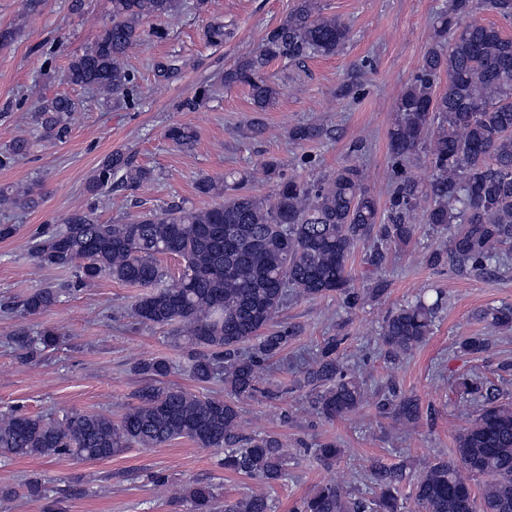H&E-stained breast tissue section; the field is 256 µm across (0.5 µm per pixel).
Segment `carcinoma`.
Segmentation results:
<instances>
[{
  "mask_svg": "<svg viewBox=\"0 0 512 512\" xmlns=\"http://www.w3.org/2000/svg\"><path fill=\"white\" fill-rule=\"evenodd\" d=\"M183 4L178 0H112V20L96 41L71 56L66 78L110 99L127 91L132 75L129 48L144 39L146 25L167 19ZM473 0H448V10L433 24L431 43L418 74L394 107L388 149L396 164L425 153L432 168L428 183L400 175L381 220L377 200L362 169L348 162L328 178L281 177L272 195L263 197L247 186V176L230 173L217 181L201 177L196 189L216 202L198 209L173 204L147 210L120 223L100 221L95 209L66 216L59 230H44L30 247L40 266L73 268L79 282L108 277L141 289L131 313L140 325L171 327L190 351L189 375L198 384L224 380L225 395L192 392L163 382L170 370L164 357L140 360L136 372L145 379L137 404L115 421L99 411L74 410L55 419L11 409L0 414V456L104 460L134 445L156 448L189 439L201 448L224 450V469L274 484L286 476L288 455L275 434L245 437L240 430L242 403L261 394V364L283 351L298 328L273 330L274 319L288 297L317 298L334 292L354 305L348 260L361 243H370L375 267L392 247L408 245L415 233L414 212L450 233L448 252L431 253L435 265L448 257L460 268L480 272L500 263L512 248V38L473 17ZM350 28L325 16L317 0H298L295 8L263 38L261 53L224 72V84L250 88L257 112L271 108L281 91L263 77L273 59L304 60L339 52ZM448 74L447 88L435 83ZM76 103L61 95L39 96L32 118L39 136H21L0 152V166L26 157L48 142L62 144L71 133ZM299 144L323 136L314 124L292 127ZM166 137L190 148L194 130L173 124ZM155 179L154 171L134 164L121 152L103 158L86 185L98 195L118 185L135 191ZM43 199L41 185L0 189L6 207L34 209ZM181 259L179 274L169 279L160 257ZM63 291L36 288L22 303L19 317H36L55 307ZM437 304L418 298L391 311L381 340L393 358L404 357L432 334ZM482 319L491 329L512 327V309L489 308ZM24 355L55 347L57 332L37 334L22 326L15 336ZM339 341L328 338L319 354L296 380L315 390L314 409L334 421L367 402L359 377L348 372L338 355ZM463 402L480 408L458 434L450 457H439L412 479L413 512H512V401L471 378L458 382ZM393 423L419 419V399L390 394L381 404ZM342 449L328 443L314 451L331 465ZM371 497L356 498L336 482L319 486L294 512H402L403 469L372 466ZM177 499L190 512H273L263 492H250L217 507L214 486L192 481Z\"/></svg>",
  "mask_w": 512,
  "mask_h": 512,
  "instance_id": "obj_1",
  "label": "carcinoma"
}]
</instances>
